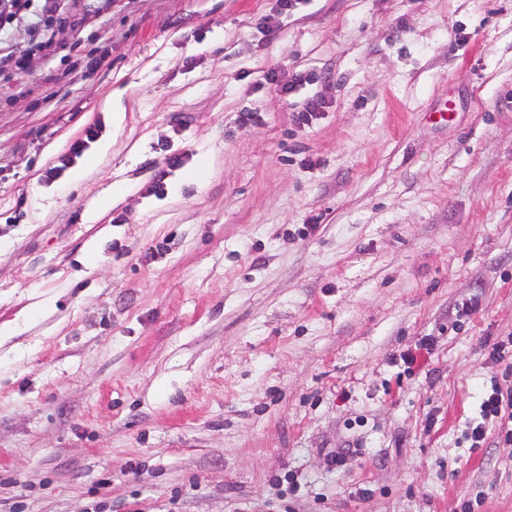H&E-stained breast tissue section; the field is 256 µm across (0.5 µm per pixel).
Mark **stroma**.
Here are the masks:
<instances>
[{
    "instance_id": "stroma-1",
    "label": "stroma",
    "mask_w": 512,
    "mask_h": 512,
    "mask_svg": "<svg viewBox=\"0 0 512 512\" xmlns=\"http://www.w3.org/2000/svg\"><path fill=\"white\" fill-rule=\"evenodd\" d=\"M30 3L0 512H512V441L465 440L512 388V0H300L272 33L276 0H78L51 53Z\"/></svg>"
}]
</instances>
